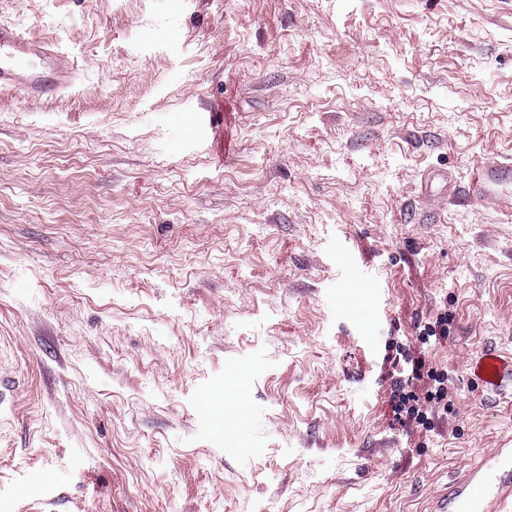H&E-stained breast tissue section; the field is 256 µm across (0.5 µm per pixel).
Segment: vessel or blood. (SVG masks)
Wrapping results in <instances>:
<instances>
[{"instance_id":"vessel-or-blood-1","label":"vessel or blood","mask_w":512,"mask_h":512,"mask_svg":"<svg viewBox=\"0 0 512 512\" xmlns=\"http://www.w3.org/2000/svg\"><path fill=\"white\" fill-rule=\"evenodd\" d=\"M72 59L51 43L27 37L13 25L0 24V89L22 87L29 98L48 101L74 82ZM464 199L490 200L512 210V164L485 162L476 167ZM476 370L493 393L512 383V363L484 349ZM433 512H512V448H494L454 478L435 502Z\"/></svg>"}]
</instances>
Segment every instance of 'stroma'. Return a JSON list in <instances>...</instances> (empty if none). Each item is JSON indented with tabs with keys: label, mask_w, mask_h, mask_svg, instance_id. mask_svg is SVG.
Returning a JSON list of instances; mask_svg holds the SVG:
<instances>
[{
	"label": "stroma",
	"mask_w": 512,
	"mask_h": 512,
	"mask_svg": "<svg viewBox=\"0 0 512 512\" xmlns=\"http://www.w3.org/2000/svg\"><path fill=\"white\" fill-rule=\"evenodd\" d=\"M182 29L167 37L170 21ZM80 68L0 93V512H428L512 439V0H0ZM229 117L211 143L177 122ZM349 252L376 282L364 340ZM450 332L418 339L440 312ZM448 374L395 421L412 361ZM512 165L506 162H483L474 170L463 195L458 191L448 195L454 200H491L503 210H512ZM477 376L491 392L501 394L512 380V364L505 361L494 348H486L476 365ZM479 372V374H478ZM422 362L412 365L411 376L407 379L396 381L393 396V412L396 419L401 423H416L424 428H430L431 422L428 417L429 412L442 410L448 414V405H451V393L448 391V378L444 373L431 369L427 371V377L433 381L431 389H428L424 395V400L416 394L414 390H406L411 387L413 379H421L420 370ZM450 398V399H448Z\"/></svg>",
	"instance_id": "obj_1"
}]
</instances>
